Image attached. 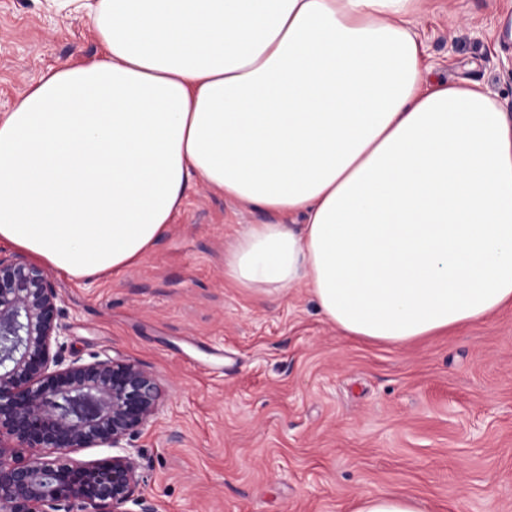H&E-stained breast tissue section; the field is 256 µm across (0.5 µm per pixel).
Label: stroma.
Wrapping results in <instances>:
<instances>
[{"label": "stroma", "mask_w": 512, "mask_h": 512, "mask_svg": "<svg viewBox=\"0 0 512 512\" xmlns=\"http://www.w3.org/2000/svg\"><path fill=\"white\" fill-rule=\"evenodd\" d=\"M429 81L482 84L512 112V0H431ZM88 21L0 0V113L50 66L90 61ZM267 214L203 185L135 267L53 272L69 351L160 378L133 442L156 512H353L379 490L427 512H512V308L404 346L342 334L308 288L256 291L224 253Z\"/></svg>", "instance_id": "35a3bbf8"}]
</instances>
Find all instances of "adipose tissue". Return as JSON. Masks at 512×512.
Returning a JSON list of instances; mask_svg holds the SVG:
<instances>
[{
    "mask_svg": "<svg viewBox=\"0 0 512 512\" xmlns=\"http://www.w3.org/2000/svg\"><path fill=\"white\" fill-rule=\"evenodd\" d=\"M427 2L47 0L101 53L0 114V242L75 279L129 269L198 182L275 217L225 276L306 286L345 335L402 346L511 306L512 113L427 84Z\"/></svg>",
    "mask_w": 512,
    "mask_h": 512,
    "instance_id": "adipose-tissue-1",
    "label": "adipose tissue"
}]
</instances>
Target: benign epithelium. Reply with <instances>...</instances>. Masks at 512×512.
Returning a JSON list of instances; mask_svg holds the SVG:
<instances>
[{
  "label": "benign epithelium",
  "mask_w": 512,
  "mask_h": 512,
  "mask_svg": "<svg viewBox=\"0 0 512 512\" xmlns=\"http://www.w3.org/2000/svg\"><path fill=\"white\" fill-rule=\"evenodd\" d=\"M44 267L0 256V512H154L130 442L164 397L144 365L66 353ZM87 448L112 455L84 461Z\"/></svg>",
  "instance_id": "benign-epithelium-1"
}]
</instances>
